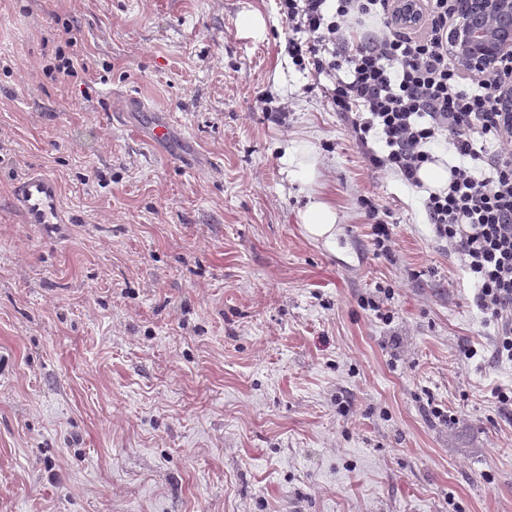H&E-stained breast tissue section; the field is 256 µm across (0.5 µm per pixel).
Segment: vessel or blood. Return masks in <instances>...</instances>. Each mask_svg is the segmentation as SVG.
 I'll return each mask as SVG.
<instances>
[{"mask_svg":"<svg viewBox=\"0 0 512 512\" xmlns=\"http://www.w3.org/2000/svg\"><path fill=\"white\" fill-rule=\"evenodd\" d=\"M14 205L28 224L64 221L59 187L53 178L44 174L30 173L16 182Z\"/></svg>","mask_w":512,"mask_h":512,"instance_id":"obj_1","label":"vessel or blood"}]
</instances>
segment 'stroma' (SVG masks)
Returning a JSON list of instances; mask_svg holds the SVG:
<instances>
[{"mask_svg":"<svg viewBox=\"0 0 512 512\" xmlns=\"http://www.w3.org/2000/svg\"><path fill=\"white\" fill-rule=\"evenodd\" d=\"M291 35L277 0H0V512H512V361ZM31 171L67 223L22 222ZM280 149L283 150L281 161L288 167V178L291 181L311 182L317 165L315 148L308 143L289 141L280 146ZM308 202L300 211L301 227L305 233L316 240H322L328 248L336 246V211L321 200H313L307 194Z\"/></svg>","mask_w":512,"mask_h":512,"instance_id":"1","label":"stroma"}]
</instances>
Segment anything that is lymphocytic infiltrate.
I'll list each match as a JSON object with an SVG mask.
<instances>
[{
	"label": "lymphocytic infiltrate",
	"instance_id": "lymphocytic-infiltrate-1",
	"mask_svg": "<svg viewBox=\"0 0 512 512\" xmlns=\"http://www.w3.org/2000/svg\"><path fill=\"white\" fill-rule=\"evenodd\" d=\"M279 0L294 31L299 69L333 80L327 99L376 170L420 186L418 172L445 139L457 163L446 190L429 194L428 219L463 261L474 303L497 328V355L512 360V120L494 99L512 85V59L465 72L448 54L451 0Z\"/></svg>",
	"mask_w": 512,
	"mask_h": 512
}]
</instances>
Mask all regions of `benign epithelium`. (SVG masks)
Segmentation results:
<instances>
[{"mask_svg":"<svg viewBox=\"0 0 512 512\" xmlns=\"http://www.w3.org/2000/svg\"><path fill=\"white\" fill-rule=\"evenodd\" d=\"M448 54L466 71H492L512 57V0H455Z\"/></svg>","mask_w":512,"mask_h":512,"instance_id":"benign-epithelium-1","label":"benign epithelium"}]
</instances>
